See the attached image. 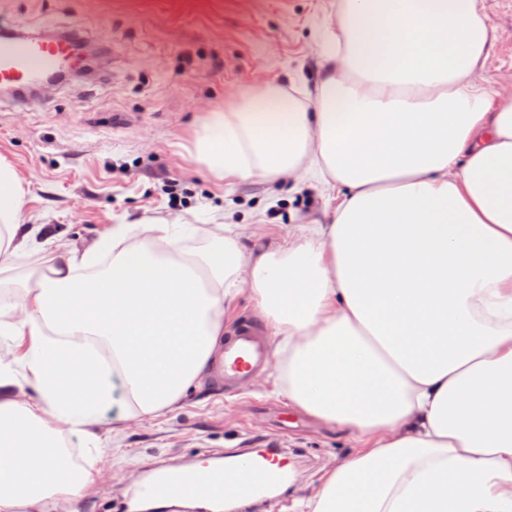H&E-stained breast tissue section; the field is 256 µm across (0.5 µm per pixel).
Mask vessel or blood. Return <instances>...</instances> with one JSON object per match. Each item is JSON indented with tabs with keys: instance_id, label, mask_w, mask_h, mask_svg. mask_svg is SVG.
I'll use <instances>...</instances> for the list:
<instances>
[{
	"instance_id": "vessel-or-blood-1",
	"label": "vessel or blood",
	"mask_w": 512,
	"mask_h": 512,
	"mask_svg": "<svg viewBox=\"0 0 512 512\" xmlns=\"http://www.w3.org/2000/svg\"><path fill=\"white\" fill-rule=\"evenodd\" d=\"M83 38L77 29L43 37L0 29V88H10L15 98L31 103L30 84L41 75L79 71L85 65L80 52ZM266 349L254 330L241 326L235 336L225 340L222 364L217 378L224 385L235 384L254 372L262 363ZM288 474L282 464H263L248 455L237 458L230 474L167 469L148 478L133 492L137 502L163 504L172 497L197 491L202 485L224 488L231 497L263 500L275 488L283 486Z\"/></svg>"
}]
</instances>
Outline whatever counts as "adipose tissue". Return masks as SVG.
Instances as JSON below:
<instances>
[{
	"label": "adipose tissue",
	"instance_id": "adipose-tissue-1",
	"mask_svg": "<svg viewBox=\"0 0 512 512\" xmlns=\"http://www.w3.org/2000/svg\"><path fill=\"white\" fill-rule=\"evenodd\" d=\"M494 37L482 0H338L314 93L210 113L215 179L300 172L334 201L285 244L157 216L60 249L0 158V334L25 344L0 359V512L83 499L62 435L95 462L104 415L180 408L244 288L282 394L357 444L302 512H512V101L473 77Z\"/></svg>",
	"mask_w": 512,
	"mask_h": 512
}]
</instances>
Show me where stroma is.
<instances>
[{"label":"stroma","mask_w":512,"mask_h":512,"mask_svg":"<svg viewBox=\"0 0 512 512\" xmlns=\"http://www.w3.org/2000/svg\"><path fill=\"white\" fill-rule=\"evenodd\" d=\"M497 38L475 78L512 98V0H483ZM29 31L78 26L106 46L96 76L41 92L29 106L0 99V157L20 173L23 219L80 246L116 224L166 216L185 224L233 225L253 250L287 242L298 225L328 223L323 196L280 179L281 201L258 179L215 180L192 156L203 118L247 89H314L319 28L336 0H0V18ZM187 189L172 206L170 183ZM274 362L232 392L208 374L183 405L159 421L94 425L107 453L77 509L122 512L127 493L157 465L188 467L241 448H279L294 479L287 496L257 512H298L325 469L349 457V434L297 411L274 387Z\"/></svg>","instance_id":"1"}]
</instances>
